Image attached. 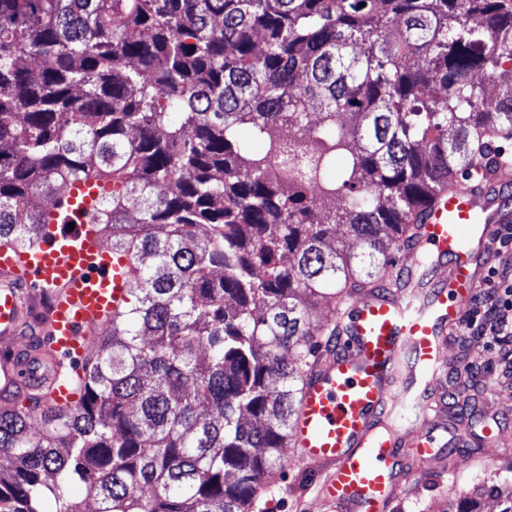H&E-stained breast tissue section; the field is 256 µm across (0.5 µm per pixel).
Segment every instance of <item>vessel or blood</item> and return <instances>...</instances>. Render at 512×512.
Here are the masks:
<instances>
[{
	"instance_id": "vessel-or-blood-1",
	"label": "vessel or blood",
	"mask_w": 512,
	"mask_h": 512,
	"mask_svg": "<svg viewBox=\"0 0 512 512\" xmlns=\"http://www.w3.org/2000/svg\"><path fill=\"white\" fill-rule=\"evenodd\" d=\"M100 184L72 182L65 211L50 210V239L29 250L0 246V401L48 392L71 399L62 375L81 359L90 336L127 301L130 257L113 256L96 221ZM512 166L480 182H454L427 208L413 260L448 262L447 279L429 289L424 306L387 290L354 303L342 324L341 350L315 367L301 390L290 435L295 455L314 471L312 488L323 512H390L415 456H440L466 446L471 425L439 421L433 396L442 344L484 277L472 251H488L497 225L512 222ZM421 375V405L409 434L390 421L412 373Z\"/></svg>"
}]
</instances>
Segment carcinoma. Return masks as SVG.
I'll use <instances>...</instances> for the list:
<instances>
[{"mask_svg":"<svg viewBox=\"0 0 512 512\" xmlns=\"http://www.w3.org/2000/svg\"><path fill=\"white\" fill-rule=\"evenodd\" d=\"M508 61L512 0H0V237L46 239L92 175L137 263L79 401L0 412V512H250L341 334L318 299L371 292L438 191L508 161L512 84L489 111L473 80Z\"/></svg>","mask_w":512,"mask_h":512,"instance_id":"obj_1","label":"carcinoma"}]
</instances>
